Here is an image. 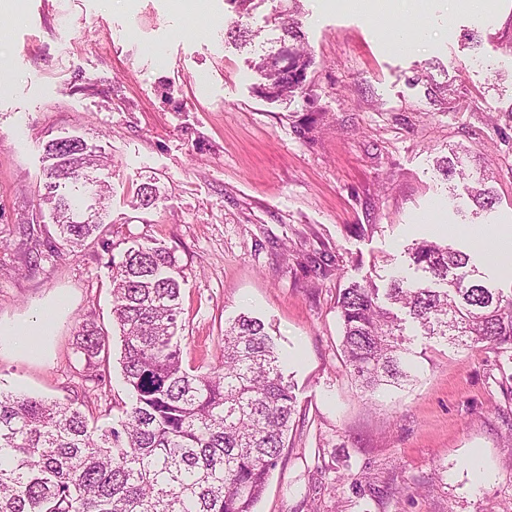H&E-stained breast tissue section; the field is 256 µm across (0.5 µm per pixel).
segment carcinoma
I'll use <instances>...</instances> for the list:
<instances>
[{
    "label": "carcinoma",
    "mask_w": 512,
    "mask_h": 512,
    "mask_svg": "<svg viewBox=\"0 0 512 512\" xmlns=\"http://www.w3.org/2000/svg\"><path fill=\"white\" fill-rule=\"evenodd\" d=\"M228 2L237 14L229 37L245 44L252 33L243 19L255 0ZM294 13L286 7L274 16L279 47L253 64L266 98H310L313 57ZM46 154L50 176L72 184L101 162L79 139L52 140ZM469 195L482 211L493 205L482 178ZM45 201L70 248L103 236L101 213L78 220L73 199L50 194ZM412 260L442 287L395 278L385 305L375 284L354 283L337 300L345 364L368 392L412 377L408 318L422 335L452 346L512 350V295L485 286L469 254L423 239ZM180 289L175 256L164 247H131L112 268V314L132 397L119 426L91 421L75 401L0 392V512H255L295 411L292 386L264 325L245 315L224 327L217 363L184 368ZM107 342L95 324L81 325L77 350L95 387L104 381Z\"/></svg>",
    "instance_id": "cac0c4a2"
}]
</instances>
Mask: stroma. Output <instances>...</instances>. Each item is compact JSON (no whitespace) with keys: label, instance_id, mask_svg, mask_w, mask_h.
I'll return each mask as SVG.
<instances>
[{"label":"stroma","instance_id":"1","mask_svg":"<svg viewBox=\"0 0 512 512\" xmlns=\"http://www.w3.org/2000/svg\"><path fill=\"white\" fill-rule=\"evenodd\" d=\"M278 5L252 12L258 37L239 48L226 0H0V324L51 321L42 356L0 345V391L119 423L131 397L111 264L156 244L182 270L184 366L213 363L245 314L295 386L256 512H512V354L415 336L413 382L369 393L343 363L336 314L351 283L416 278L414 240L467 252L489 225L512 228V0L483 14L459 0H300L311 98L288 105L257 94L250 65L279 35ZM408 27L421 43L396 50ZM295 112L321 114L311 138ZM58 138L108 159L89 175L108 188L109 246L73 254L56 234L43 198ZM456 146L492 172L491 210L439 171ZM146 184L159 195L143 209ZM84 322L110 336L99 389L75 348Z\"/></svg>","mask_w":512,"mask_h":512}]
</instances>
